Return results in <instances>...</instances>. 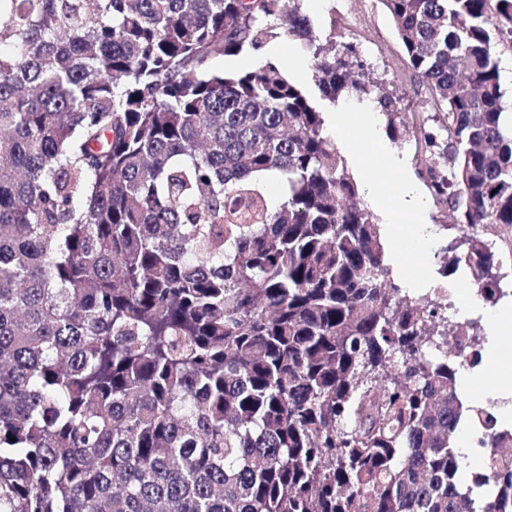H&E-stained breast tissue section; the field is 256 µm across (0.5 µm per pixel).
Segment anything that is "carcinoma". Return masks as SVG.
<instances>
[{"instance_id": "carcinoma-1", "label": "carcinoma", "mask_w": 512, "mask_h": 512, "mask_svg": "<svg viewBox=\"0 0 512 512\" xmlns=\"http://www.w3.org/2000/svg\"><path fill=\"white\" fill-rule=\"evenodd\" d=\"M490 2L381 0L464 228L512 227ZM281 36L323 97L363 100L297 0H0V512H512V432L457 386L477 337L428 358L447 304L402 295L307 92L210 66ZM455 262L500 293L492 245Z\"/></svg>"}]
</instances>
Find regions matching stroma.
<instances>
[{"label": "stroma", "instance_id": "stroma-1", "mask_svg": "<svg viewBox=\"0 0 512 512\" xmlns=\"http://www.w3.org/2000/svg\"><path fill=\"white\" fill-rule=\"evenodd\" d=\"M300 12L306 16L317 40H324L329 31H336L343 42L352 44L364 64V72L371 90H380L395 102L399 120L424 124L426 129L439 127L444 122L441 111L433 105L427 91L412 75L402 44L392 20L381 0H299ZM286 49L293 58L286 66L292 79L308 92L321 109L324 119H331L336 107L321 98L313 78L311 56L302 41L283 37L264 44L262 51L250 49L236 56H214L213 70L234 72L259 66L262 54H273ZM352 125L338 148L344 155L349 172L361 190L363 202L376 215L384 228L386 253L396 282L412 298L432 297L434 288L447 284L467 299L466 309L449 315V322H473L481 350H488L490 342H497L500 351L499 366L512 369V335L491 339L490 324L482 320L485 311L512 312V233L494 224H485L470 230L455 224L445 206L438 204L427 182L426 171L443 167L444 161L427 153L420 132H412L402 139H394L385 113L371 115L355 109L351 112ZM379 183L413 187L423 201L421 211L403 209L400 196L374 199L367 191ZM429 225L434 233L432 252L436 257L422 263L416 272H409L411 252L406 244L415 225ZM479 236L492 243L498 253V276L505 292L504 298L492 301L475 292L476 285L466 267L441 275V259L437 254L450 240L467 242Z\"/></svg>", "mask_w": 512, "mask_h": 512}]
</instances>
